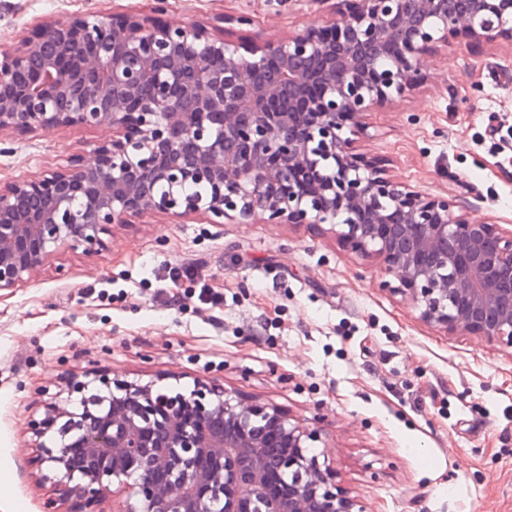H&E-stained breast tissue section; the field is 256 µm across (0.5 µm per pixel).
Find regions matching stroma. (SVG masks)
Masks as SVG:
<instances>
[{
	"label": "stroma",
	"instance_id": "35a3bbf8",
	"mask_svg": "<svg viewBox=\"0 0 512 512\" xmlns=\"http://www.w3.org/2000/svg\"><path fill=\"white\" fill-rule=\"evenodd\" d=\"M150 0H0V48L46 17L121 13ZM252 15V33L294 34L329 18L322 0H167L164 22ZM428 80L369 112L361 149L394 181L512 229V45L454 39ZM95 130L0 136V181L89 155ZM189 267L157 293L167 265ZM375 261L308 225L162 215L114 228L107 250H64L0 293V512L55 499L30 426L49 403L75 410L68 378H206L296 422L322 424L320 455L367 512H512V350L449 336L384 291ZM207 282L222 305L201 304Z\"/></svg>",
	"mask_w": 512,
	"mask_h": 512
}]
</instances>
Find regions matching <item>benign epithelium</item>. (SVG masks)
<instances>
[{
    "instance_id": "1",
    "label": "benign epithelium",
    "mask_w": 512,
    "mask_h": 512,
    "mask_svg": "<svg viewBox=\"0 0 512 512\" xmlns=\"http://www.w3.org/2000/svg\"><path fill=\"white\" fill-rule=\"evenodd\" d=\"M327 25L277 40L230 39L206 22L148 13L41 20L0 51V134L101 131L91 159L0 183V292L62 248L94 254L134 217L210 224H327L344 248L395 274L418 319L512 349V231L401 186L343 137L418 86L424 56L451 39L512 42V0H337ZM387 60L383 68L376 66ZM203 185L206 194L189 188ZM72 378L81 409L32 425L45 478L82 512H366L311 451L317 427L199 378Z\"/></svg>"
}]
</instances>
